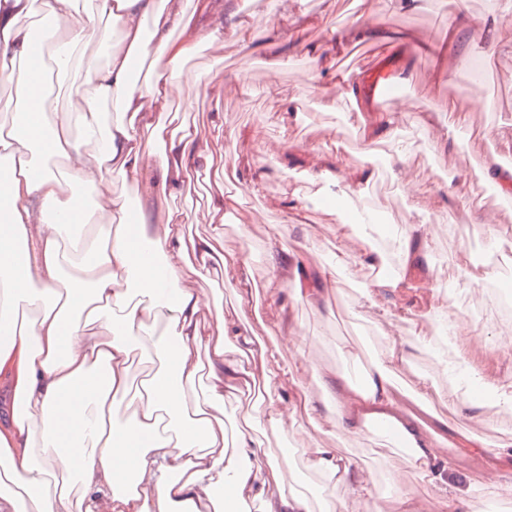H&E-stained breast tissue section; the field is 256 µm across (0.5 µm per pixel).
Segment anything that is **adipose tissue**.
Here are the masks:
<instances>
[{
  "mask_svg": "<svg viewBox=\"0 0 512 512\" xmlns=\"http://www.w3.org/2000/svg\"><path fill=\"white\" fill-rule=\"evenodd\" d=\"M347 37L317 50L319 77L351 99L362 96L357 77L332 71L331 52L347 39L388 45L387 29L373 23L367 0ZM224 0H98L97 14L68 0H0V74L9 86L0 112L20 111V122L0 125V197L10 210L0 223V380L7 382V414L0 418V512H351L360 498L368 512H419L398 487L364 480L357 461L332 448H309L305 464L319 474L313 492L285 489L288 454L273 456L250 428L231 427L224 406L254 374L250 362L275 355L257 344L248 325L252 273L246 260L217 257L212 238L185 244L189 214L165 208L191 172L209 167L212 153L196 131L169 129L160 118L176 101L183 63L205 42L232 33L253 37L242 20L229 28L193 25V16L223 14ZM52 30V60L78 70L69 105L47 114L49 96L29 66L35 56L28 17ZM103 25H96V18ZM105 47L104 63L84 61L89 36ZM154 55L160 65L140 83L134 60ZM114 101L118 114L100 106ZM163 154L151 177L148 158ZM131 181L141 197L161 203L140 212L136 235L114 223L124 211L112 177ZM91 190L92 224L72 240L74 187ZM402 273L379 279L377 295L401 297L416 288L421 259L415 225L400 232ZM240 284L233 311L208 321L206 294L183 287L185 276L205 277L214 260ZM421 341L387 337L362 385L344 377L326 383L322 404L344 435L362 434L373 421L401 430L409 464L437 488L436 512H477L448 495L450 466L438 455V435L399 401L397 369ZM207 349L208 364L197 353ZM150 365L143 389L131 392L132 362ZM207 381L196 387L199 368Z\"/></svg>",
  "mask_w": 512,
  "mask_h": 512,
  "instance_id": "ef3b65f1",
  "label": "adipose tissue"
}]
</instances>
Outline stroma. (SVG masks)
I'll return each mask as SVG.
<instances>
[{
	"label": "stroma",
	"mask_w": 512,
	"mask_h": 512,
	"mask_svg": "<svg viewBox=\"0 0 512 512\" xmlns=\"http://www.w3.org/2000/svg\"><path fill=\"white\" fill-rule=\"evenodd\" d=\"M368 9L373 21L413 36L379 53L385 74L409 77L401 101L382 107L358 108L332 82L315 78L316 57L308 48L346 34L357 13L354 0H252L250 10L241 13L251 31L263 36L279 27L298 33L304 43L285 51L283 65L275 69L268 66L273 50L265 45L231 36L201 45L184 65L189 77L181 82L175 119L196 126L211 151L223 155L224 186L237 192L239 201L227 210L223 226L213 228L206 197L215 177L208 174L197 194H183L170 205L192 212L186 237L218 233L225 253L248 261L256 283L253 334L284 354L278 365L287 370L294 396L285 413V436L267 434L257 400L243 393L227 401L228 419L250 423L275 450L318 444L353 455L374 477H395L425 506L435 490L409 467L402 449L370 432L335 437L325 418L306 415L304 401L322 397L327 376L370 366L384 337L447 335L448 311L472 318L470 333L454 342L482 378L470 392L472 401L487 398L493 386L512 391V346L501 343L504 328L482 286L464 283L462 276L472 263L471 244L478 241L500 255L490 277L499 290L512 292V204L488 189L485 176L488 167L512 158V8L506 0H420L417 9L402 12L393 0H369ZM458 11L471 19L472 40L452 45L445 27ZM462 56L467 64L456 66ZM440 62L454 65L450 79L436 78ZM210 73L223 80L220 94L199 89L198 78ZM328 98L336 99V109L325 108ZM420 112L430 116L428 129L414 121ZM389 114L396 119V140L409 151L405 162L392 166L382 163L392 144L368 147L362 140L363 126H379ZM364 211L383 216L393 235L407 224L430 228L431 245L420 270L427 286L402 299L409 310L405 319L385 317L387 301L380 296L374 308L362 305L372 275L351 261L361 248L351 225ZM492 227L497 236H489ZM273 249L287 252V268H271ZM318 278L327 307L294 298L295 282L310 286ZM350 346L356 358H347ZM422 374L450 392L453 379L433 347L420 349L401 366L397 381L407 389ZM421 415L444 424L440 453L457 470L449 490L464 489L485 512H512V496L499 493L512 484V463L488 468L459 440L472 433L493 447L512 443V410L462 420L434 400Z\"/></svg>",
	"instance_id": "obj_1"
}]
</instances>
